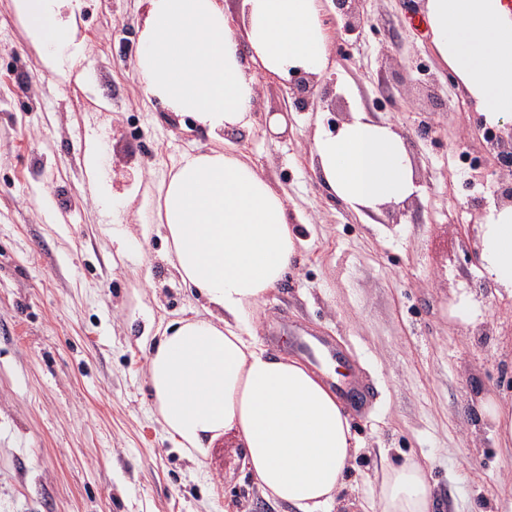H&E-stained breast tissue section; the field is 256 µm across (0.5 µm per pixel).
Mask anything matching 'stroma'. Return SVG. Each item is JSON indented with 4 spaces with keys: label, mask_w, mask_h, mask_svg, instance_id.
<instances>
[{
    "label": "stroma",
    "mask_w": 512,
    "mask_h": 512,
    "mask_svg": "<svg viewBox=\"0 0 512 512\" xmlns=\"http://www.w3.org/2000/svg\"><path fill=\"white\" fill-rule=\"evenodd\" d=\"M419 6L361 0L359 37L334 26L335 108L299 110L291 79L266 78L253 128L227 134L306 227L255 332L273 355L288 352L270 342L283 318L333 341L369 391L346 406L360 447L335 512H362L382 465L407 458L425 464L435 512H512V448L485 411L512 413V293L478 264L494 157ZM81 15L89 51L60 84L0 0V512H295L262 494L239 450L195 457L153 411L144 328L205 306L163 258L156 186L211 142L138 88L144 0H81ZM356 107L395 124L421 187L378 213L349 210L311 159L316 129ZM275 112L284 133L266 126ZM92 145L103 179L140 186L115 222L93 200ZM462 302L470 321L453 315Z\"/></svg>",
    "instance_id": "35a3bbf8"
}]
</instances>
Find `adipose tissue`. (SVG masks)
I'll return each mask as SVG.
<instances>
[{
	"label": "adipose tissue",
	"instance_id": "ef3b65f1",
	"mask_svg": "<svg viewBox=\"0 0 512 512\" xmlns=\"http://www.w3.org/2000/svg\"><path fill=\"white\" fill-rule=\"evenodd\" d=\"M134 71L142 94L190 119L214 149L184 152L159 183L166 256L205 318L170 322L149 353L154 407L176 447L207 456L224 441L243 452L272 499L297 512H333L358 439L339 396L303 363L259 342L255 307L287 274L301 241L288 202L255 167L223 149L252 128L259 86L294 73L322 79L332 43L322 0H146ZM29 39L57 80L87 52L76 37L80 0H14ZM443 62L485 123L512 122V0H423ZM329 192L357 213L417 194L411 158L390 124L353 111L311 146ZM481 272L512 292V203L490 201L479 225ZM371 512H433L423 465L386 464Z\"/></svg>",
	"mask_w": 512,
	"mask_h": 512
}]
</instances>
